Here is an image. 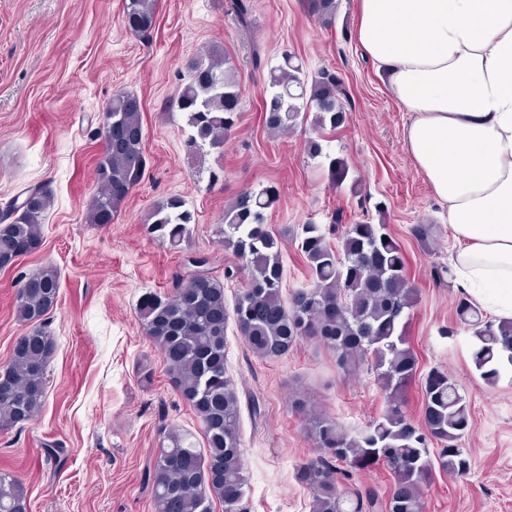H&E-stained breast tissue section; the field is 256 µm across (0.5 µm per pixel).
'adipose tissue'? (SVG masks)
Segmentation results:
<instances>
[{"mask_svg": "<svg viewBox=\"0 0 512 512\" xmlns=\"http://www.w3.org/2000/svg\"><path fill=\"white\" fill-rule=\"evenodd\" d=\"M354 35L396 102L417 172L448 211L452 270L512 319V0H355Z\"/></svg>", "mask_w": 512, "mask_h": 512, "instance_id": "obj_1", "label": "adipose tissue"}]
</instances>
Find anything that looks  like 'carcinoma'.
<instances>
[{
	"instance_id": "carcinoma-1",
	"label": "carcinoma",
	"mask_w": 512,
	"mask_h": 512,
	"mask_svg": "<svg viewBox=\"0 0 512 512\" xmlns=\"http://www.w3.org/2000/svg\"><path fill=\"white\" fill-rule=\"evenodd\" d=\"M310 13L329 26L337 0H306ZM239 27L250 29L249 5L232 0ZM155 21V0H126L125 27L145 35ZM208 60L188 63V81L169 103L179 111L190 133V150L224 147L239 120L241 91L234 68L224 52L212 48ZM273 92L265 101L264 122L271 132H284L307 122L332 129L344 123L336 77L325 71L309 79L292 57L269 71ZM98 135L105 150L96 165L98 190L87 221L106 224L140 179L145 168L142 105L134 94L113 95L103 109ZM123 135L110 137L108 120ZM278 200L270 186L245 190L224 208V247L245 260L247 286L237 294L233 309L224 299V285L204 271L168 293L149 291L140 298L142 328L159 348L166 373L181 400L194 412L206 449L193 435L163 428V445L146 470L159 512H213V499L224 512H247V477L241 453L239 399L226 375L225 343L229 315L247 347L263 358L288 353L304 339L314 340L336 355L345 374L371 361L386 395L383 415L357 436L335 422L314 417L307 433L322 455L297 471V480L312 494V512H423L422 487L433 470L462 475L470 461L461 440L472 428L467 404L447 374L432 370L424 382L423 424H413L402 409L403 393L416 374L417 359L407 345L405 312L417 300L404 275L405 257L386 232V225L349 224L340 248L331 247L317 224L302 225L299 247L311 274V284L282 297L284 268L281 242L265 224V210ZM52 194L45 184L23 188L0 213V269L23 256L21 247L42 245V226ZM193 215L180 196H170L150 215L147 232L177 247L190 235ZM59 277L45 266L20 277L17 319L30 326L12 347L11 359L0 373V431L34 419L46 399V370L55 343L42 327L43 317L57 305ZM459 313L470 326L473 361L488 385L512 368V320H483L467 301ZM440 445L431 459L428 441ZM381 462L391 472L389 497L381 501L370 489H340L339 477ZM0 512H28L23 484L0 474Z\"/></svg>"
}]
</instances>
